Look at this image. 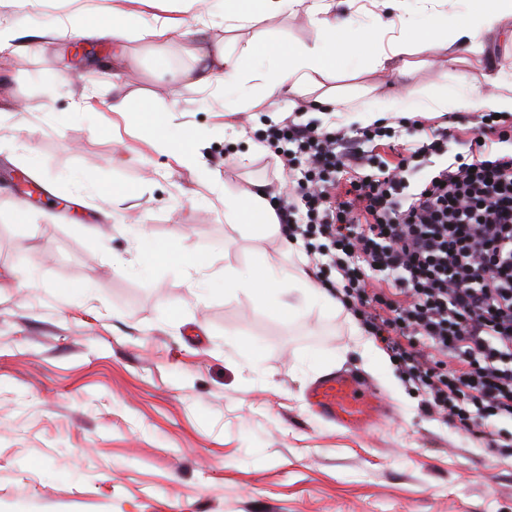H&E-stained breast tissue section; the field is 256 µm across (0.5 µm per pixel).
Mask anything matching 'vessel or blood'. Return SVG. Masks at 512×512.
I'll use <instances>...</instances> for the list:
<instances>
[{
    "label": "vessel or blood",
    "instance_id": "1",
    "mask_svg": "<svg viewBox=\"0 0 512 512\" xmlns=\"http://www.w3.org/2000/svg\"><path fill=\"white\" fill-rule=\"evenodd\" d=\"M306 403L311 413L351 432L375 429L391 413L365 378L345 369L319 377L309 386Z\"/></svg>",
    "mask_w": 512,
    "mask_h": 512
}]
</instances>
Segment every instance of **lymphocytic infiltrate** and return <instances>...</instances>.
Segmentation results:
<instances>
[{
    "instance_id": "obj_1",
    "label": "lymphocytic infiltrate",
    "mask_w": 512,
    "mask_h": 512,
    "mask_svg": "<svg viewBox=\"0 0 512 512\" xmlns=\"http://www.w3.org/2000/svg\"><path fill=\"white\" fill-rule=\"evenodd\" d=\"M403 165L448 151V130L414 121ZM343 129L291 115L266 139L297 194L277 210L288 242H302L321 284L383 343L422 412L487 448L512 444V152L471 141L418 185L375 156L342 180L353 158Z\"/></svg>"
}]
</instances>
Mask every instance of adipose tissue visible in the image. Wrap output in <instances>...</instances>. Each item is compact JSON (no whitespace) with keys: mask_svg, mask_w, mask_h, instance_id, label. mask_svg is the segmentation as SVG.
Segmentation results:
<instances>
[{"mask_svg":"<svg viewBox=\"0 0 512 512\" xmlns=\"http://www.w3.org/2000/svg\"><path fill=\"white\" fill-rule=\"evenodd\" d=\"M209 0H174L179 11L178 17L163 20L161 23L139 30L134 14L122 10L113 11L110 18L103 19L84 14L69 17L56 28V35L70 32L80 34L94 31L111 37L113 42L148 35L164 39L184 26L185 15L195 14L197 9L206 7ZM335 0H314L313 5H305L304 0H224V21L228 27H242L258 18L274 15L285 10L297 11L306 8L310 24L327 39H343L350 18L336 14ZM512 15V0H485L476 17L466 18L454 33L455 39L466 44H476L482 33L500 26L502 20ZM445 44L438 36H423L415 28L401 27L398 35L390 37L386 46L380 47L373 55L376 66L394 64L401 55L415 52L425 57H435ZM192 54L197 62L194 69L184 71L183 76L190 84L200 87L209 86L214 79H221L225 89L232 90L253 79L260 80L266 91L271 94L285 91L294 92L304 86L313 75L326 73L331 60L321 45L299 44L284 47L274 38L265 42L247 43L239 57H231L217 46L202 45L195 47ZM263 57L266 61L261 69L247 72L240 64V58ZM497 86V95L489 96L483 91L484 84ZM452 105L460 111H491L512 113V79L495 70L483 74L482 84H468L455 95ZM258 218L260 223L278 227L276 210L261 184L243 190L239 194L225 199L224 218L227 223H242L244 217Z\"/></svg>","mask_w":512,"mask_h":512,"instance_id":"1","label":"adipose tissue"}]
</instances>
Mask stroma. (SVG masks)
I'll list each match as a JSON object with an SVG mask.
<instances>
[{"mask_svg": "<svg viewBox=\"0 0 512 512\" xmlns=\"http://www.w3.org/2000/svg\"><path fill=\"white\" fill-rule=\"evenodd\" d=\"M145 22L170 0H0V22L43 29L73 11L112 8ZM476 0L437 9L405 0L401 17L450 38ZM342 44L323 43L332 69L293 95H266L253 80L225 93L182 81L193 44L322 41L303 17L281 12L225 30L224 8L168 41L99 37L32 39L23 55L0 50V512H512V447L486 448L421 414L395 365L373 366L355 346L346 313L306 304L284 315L271 290L259 303L230 293L225 269L273 267L287 282L295 258L280 233L253 242L224 220L219 197L265 184L286 203L288 180L264 140L267 116L302 110L326 124L321 103L347 100L337 126L358 152L398 164L396 149L367 143L361 106L385 107L407 89L417 119L449 128L447 154L406 172L417 184L467 153L479 115L438 102L483 64L512 73V18L476 51L449 47L435 63L408 54L402 75L373 70L346 42L376 41L369 0H358ZM463 60L449 64L453 54ZM144 102L154 127L188 131L192 167L151 151L144 132L112 110ZM55 203L19 210L18 175ZM121 197H113V189ZM205 278V290L193 281ZM350 369L392 412L369 433L313 415L308 387Z\"/></svg>", "mask_w": 512, "mask_h": 512, "instance_id": "obj_1", "label": "stroma"}]
</instances>
